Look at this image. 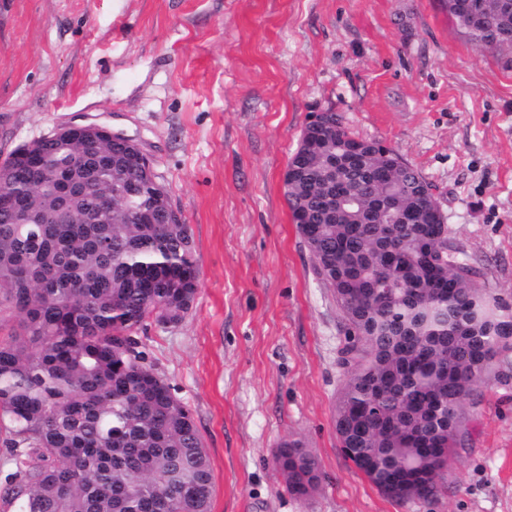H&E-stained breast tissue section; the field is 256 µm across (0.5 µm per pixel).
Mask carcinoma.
Wrapping results in <instances>:
<instances>
[{"label": "carcinoma", "mask_w": 512, "mask_h": 512, "mask_svg": "<svg viewBox=\"0 0 512 512\" xmlns=\"http://www.w3.org/2000/svg\"><path fill=\"white\" fill-rule=\"evenodd\" d=\"M443 0L460 33L512 65V0H483L485 28ZM134 155L48 141L0 162V499L16 512H211L213 474L191 410L141 350L147 321L180 324L198 291L186 224H168ZM284 194L347 326L336 433L383 495L428 498L465 446L467 400L512 350V305L440 228L430 185L392 148L356 139L335 112L305 127ZM85 192L64 208L72 182ZM346 193L352 203L334 205ZM110 212L104 223L77 219ZM306 498L317 458L274 456Z\"/></svg>", "instance_id": "1"}]
</instances>
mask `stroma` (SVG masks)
Returning <instances> with one entry per match:
<instances>
[{
    "mask_svg": "<svg viewBox=\"0 0 512 512\" xmlns=\"http://www.w3.org/2000/svg\"><path fill=\"white\" fill-rule=\"evenodd\" d=\"M327 110L419 172L477 287L512 304V69L441 0H0V159L71 121L110 127L189 226L193 308L141 339L193 413L212 512H512V351L436 496L385 497L340 448L345 327L282 183ZM291 439L320 464L304 500L273 464Z\"/></svg>",
    "mask_w": 512,
    "mask_h": 512,
    "instance_id": "obj_1",
    "label": "stroma"
}]
</instances>
